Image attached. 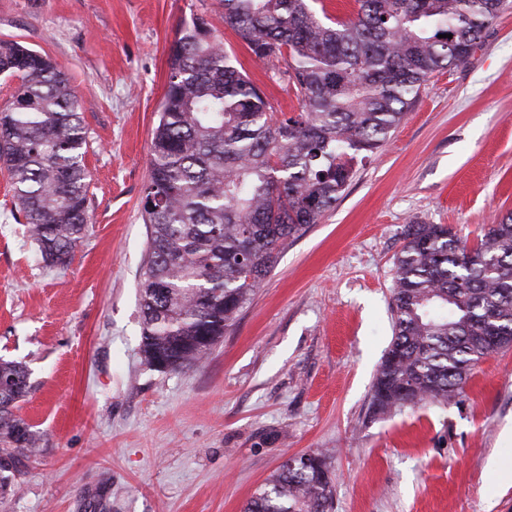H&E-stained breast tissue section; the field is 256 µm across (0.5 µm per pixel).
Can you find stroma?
<instances>
[{
  "instance_id": "35a3bbf8",
  "label": "stroma",
  "mask_w": 512,
  "mask_h": 512,
  "mask_svg": "<svg viewBox=\"0 0 512 512\" xmlns=\"http://www.w3.org/2000/svg\"><path fill=\"white\" fill-rule=\"evenodd\" d=\"M220 13L218 0H0V40L46 54L82 100L91 172L88 231L50 269L0 164V357L26 366L18 413L41 436L0 512H242L316 449L330 512H512V348L448 404L371 411L405 224H450L472 245L512 212V7L422 85L205 359L163 372L140 353L142 197L178 30L205 16L277 111L299 109Z\"/></svg>"
}]
</instances>
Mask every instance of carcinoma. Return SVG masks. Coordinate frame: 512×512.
<instances>
[{"instance_id": "1", "label": "carcinoma", "mask_w": 512, "mask_h": 512, "mask_svg": "<svg viewBox=\"0 0 512 512\" xmlns=\"http://www.w3.org/2000/svg\"><path fill=\"white\" fill-rule=\"evenodd\" d=\"M313 2L220 0L224 25L296 91L297 112L276 111L212 24L193 21L170 47L143 198L141 352L152 368L205 357L281 247L336 204L354 165L404 121L432 74L471 55L507 0H357L355 15L336 20ZM0 75L20 81L0 109L12 216L28 224L45 265L64 268L88 224L83 104L56 63L19 42L0 41ZM401 239L377 414L446 404L478 361L512 347V213L471 247L445 224L413 221ZM28 390L25 367L0 359V472L39 446L15 413ZM314 456L281 466L244 512H328L326 453Z\"/></svg>"}]
</instances>
